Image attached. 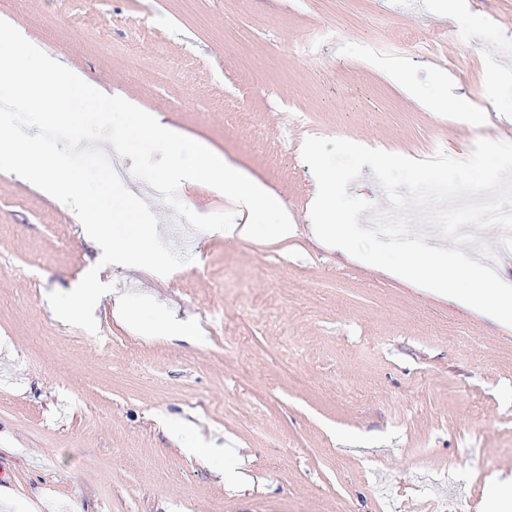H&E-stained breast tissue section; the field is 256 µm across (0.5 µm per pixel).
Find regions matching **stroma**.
<instances>
[{"mask_svg": "<svg viewBox=\"0 0 512 512\" xmlns=\"http://www.w3.org/2000/svg\"><path fill=\"white\" fill-rule=\"evenodd\" d=\"M0 0L86 82L277 198L285 241L227 239L127 181L191 263L100 266L72 209L0 172V512H499L512 326L314 238L307 138L464 160L512 142V0ZM136 58H129L128 47ZM409 66L413 92L385 70ZM448 74L470 112H433ZM179 200L234 210L184 182ZM97 333L48 296L91 269ZM173 317L195 335H158Z\"/></svg>", "mask_w": 512, "mask_h": 512, "instance_id": "stroma-1", "label": "stroma"}]
</instances>
